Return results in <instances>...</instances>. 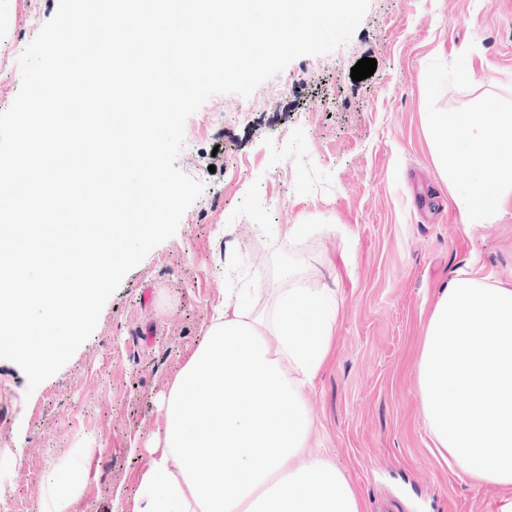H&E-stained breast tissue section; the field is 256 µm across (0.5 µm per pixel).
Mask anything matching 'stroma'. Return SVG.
Here are the masks:
<instances>
[{
    "label": "stroma",
    "instance_id": "stroma-1",
    "mask_svg": "<svg viewBox=\"0 0 512 512\" xmlns=\"http://www.w3.org/2000/svg\"><path fill=\"white\" fill-rule=\"evenodd\" d=\"M58 0H0V111L19 57ZM465 56L472 85L437 105L512 99V0H369L350 40L300 57L250 97L209 98L184 126L177 168L203 182L173 237L123 278L98 325L35 391L0 359V456L21 463L0 489L40 512L52 468L92 438L98 475L79 512L132 498V446L162 424L156 402L198 348L233 284L261 275L326 288L338 301L322 372L302 399L311 448L351 481L366 512H490L494 492L461 481L433 452L416 367L423 324L458 271L512 283V201L490 224L461 223L422 114L433 59ZM374 74L351 77L362 58ZM315 230L294 247L287 230Z\"/></svg>",
    "mask_w": 512,
    "mask_h": 512
}]
</instances>
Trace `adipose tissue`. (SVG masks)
Instances as JSON below:
<instances>
[{
    "instance_id": "obj_1",
    "label": "adipose tissue",
    "mask_w": 512,
    "mask_h": 512,
    "mask_svg": "<svg viewBox=\"0 0 512 512\" xmlns=\"http://www.w3.org/2000/svg\"><path fill=\"white\" fill-rule=\"evenodd\" d=\"M261 291L243 283L214 307L163 396L134 498L113 512H363L346 475L309 449L300 396L326 361L337 301L295 286L262 308ZM424 332L416 372L435 449L512 512V286L459 274ZM96 451L87 441L53 469L41 512H74Z\"/></svg>"
}]
</instances>
